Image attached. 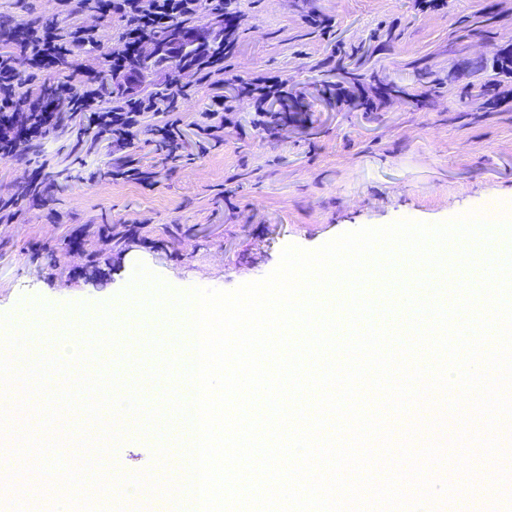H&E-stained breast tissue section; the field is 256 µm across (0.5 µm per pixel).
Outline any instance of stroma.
<instances>
[{"mask_svg": "<svg viewBox=\"0 0 512 512\" xmlns=\"http://www.w3.org/2000/svg\"><path fill=\"white\" fill-rule=\"evenodd\" d=\"M237 16L235 46L223 84H198L194 69L126 74L110 91L143 95L172 81L191 85L180 100L178 160L167 157L152 125L132 148L156 172L154 187L113 181L115 152L77 144L63 131L22 157L0 160V194L21 195L40 170L42 199L23 198L13 223H0V314L33 322L41 300L59 314L70 304L116 302L136 264L170 287L230 291L264 278L283 248L314 249L365 226L408 218L440 223L490 202L512 204V0H229ZM58 0H0V21L19 31L58 16ZM79 22L100 29L81 61L109 67L120 29L96 12ZM355 47L348 71L365 75L374 102L335 106L318 93L325 62ZM427 64L440 84L414 96L416 68ZM507 92L492 110L472 95L476 76ZM276 76L290 101L304 104L264 130L243 82ZM224 96L234 112L217 138L202 141L196 124ZM152 434L133 436L104 459L125 474L152 465Z\"/></svg>", "mask_w": 512, "mask_h": 512, "instance_id": "stroma-1", "label": "stroma"}]
</instances>
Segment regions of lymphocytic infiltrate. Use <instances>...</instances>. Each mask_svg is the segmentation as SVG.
<instances>
[{
    "mask_svg": "<svg viewBox=\"0 0 512 512\" xmlns=\"http://www.w3.org/2000/svg\"><path fill=\"white\" fill-rule=\"evenodd\" d=\"M204 4L220 8L224 0H108L99 6L101 16H116L125 23L120 35L124 49L112 56L113 72H121L127 53L136 50L140 40L156 27ZM60 6L61 22L30 25L21 36L0 28V43L19 48L15 56L0 53V159L17 158L24 142L53 136L69 115L86 121L78 128L77 139L91 134L125 150L132 147L146 117L154 116L158 119L155 133L166 143L176 144L178 123L170 114L176 110L179 98L185 96V88L130 96L104 106L102 73L93 66L73 62L78 48L97 42L95 28L73 21L74 15L84 11L85 0H60ZM19 55L34 71H55L48 92L18 94L20 77L15 58Z\"/></svg>",
    "mask_w": 512,
    "mask_h": 512,
    "instance_id": "obj_1",
    "label": "lymphocytic infiltrate"
}]
</instances>
